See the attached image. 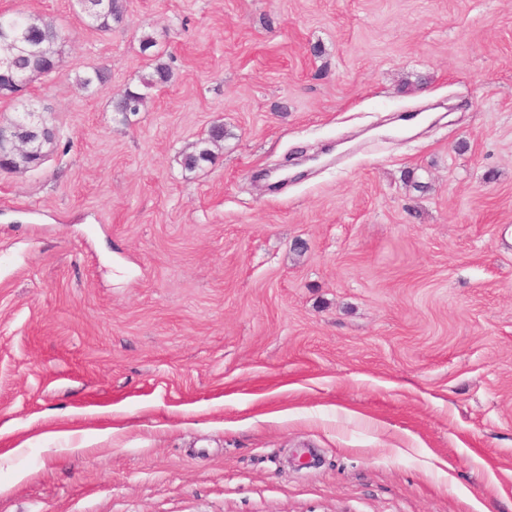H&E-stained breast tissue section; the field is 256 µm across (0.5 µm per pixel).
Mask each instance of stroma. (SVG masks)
I'll use <instances>...</instances> for the list:
<instances>
[{"label": "stroma", "instance_id": "stroma-1", "mask_svg": "<svg viewBox=\"0 0 512 512\" xmlns=\"http://www.w3.org/2000/svg\"><path fill=\"white\" fill-rule=\"evenodd\" d=\"M126 8L0 0L65 38L0 99L59 133L0 171V512H512V0ZM86 24L98 31H112L114 25L123 22L126 13L125 0H90ZM224 140V126H213L208 131L207 137L199 142L198 148L195 151L186 153L182 157V165L185 170L195 171L200 168L205 162H209L212 152L209 148L210 145H217V143Z\"/></svg>", "mask_w": 512, "mask_h": 512}]
</instances>
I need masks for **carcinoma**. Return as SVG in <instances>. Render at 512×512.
Returning <instances> with one entry per match:
<instances>
[{
	"label": "carcinoma",
	"mask_w": 512,
	"mask_h": 512,
	"mask_svg": "<svg viewBox=\"0 0 512 512\" xmlns=\"http://www.w3.org/2000/svg\"><path fill=\"white\" fill-rule=\"evenodd\" d=\"M126 13L125 0H89L87 9V25L101 32H109L112 27L123 22ZM17 30L26 42L39 44L38 52L33 54L27 50L18 51L12 57V66L19 75H27L34 70H45V59L59 60L61 55V34L51 20L41 16L25 15L22 13L12 16H0V24ZM171 79L170 68L161 62H156L153 71L144 79L147 87L165 84ZM106 82L105 73L95 69L92 73L77 78L78 86L89 91ZM145 97L143 94L127 90L124 94L111 100V111L133 112L140 111ZM224 140V126H214L208 131L207 137L199 142L195 151L182 157V165L188 171H194L205 162L210 161L212 152L210 146Z\"/></svg>",
	"instance_id": "1"
}]
</instances>
